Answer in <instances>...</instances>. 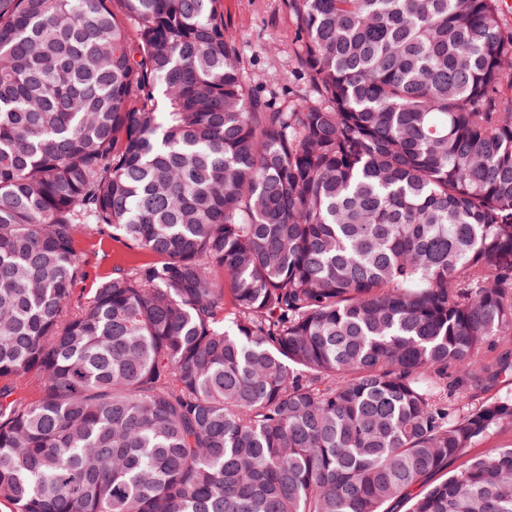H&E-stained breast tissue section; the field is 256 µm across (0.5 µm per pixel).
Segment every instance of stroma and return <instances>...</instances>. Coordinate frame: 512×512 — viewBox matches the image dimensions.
Listing matches in <instances>:
<instances>
[{"label": "stroma", "mask_w": 512, "mask_h": 512, "mask_svg": "<svg viewBox=\"0 0 512 512\" xmlns=\"http://www.w3.org/2000/svg\"><path fill=\"white\" fill-rule=\"evenodd\" d=\"M224 25L233 34L245 84L287 105L306 90L299 63L295 19L287 0H224ZM81 247L90 277L144 262L145 254L107 237H87Z\"/></svg>", "instance_id": "1"}]
</instances>
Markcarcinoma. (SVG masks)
Returning a JSON list of instances; mask_svg holds the SVG:
<instances>
[{
	"label": "carcinoma",
	"mask_w": 512,
	"mask_h": 512,
	"mask_svg": "<svg viewBox=\"0 0 512 512\" xmlns=\"http://www.w3.org/2000/svg\"><path fill=\"white\" fill-rule=\"evenodd\" d=\"M287 2L281 108L224 0H0L10 512H512L500 0ZM81 247L87 254L89 278L86 288H90L95 277L112 273L115 266H126L145 262L149 256L131 250L126 245L107 237H87L81 242Z\"/></svg>",
	"instance_id": "1"
}]
</instances>
